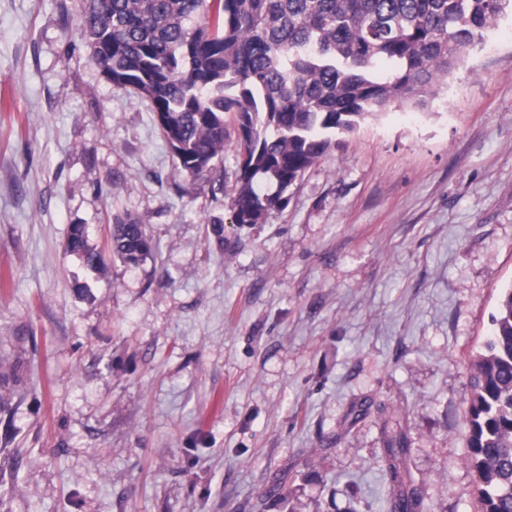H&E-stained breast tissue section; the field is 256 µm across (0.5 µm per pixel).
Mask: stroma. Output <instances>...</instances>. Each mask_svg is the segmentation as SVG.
Wrapping results in <instances>:
<instances>
[{
	"instance_id": "stroma-1",
	"label": "stroma",
	"mask_w": 512,
	"mask_h": 512,
	"mask_svg": "<svg viewBox=\"0 0 512 512\" xmlns=\"http://www.w3.org/2000/svg\"><path fill=\"white\" fill-rule=\"evenodd\" d=\"M81 10L0 0V512H384L399 432L425 512H478L467 383L512 286V16L429 107L367 120L237 224L234 141L179 173ZM126 216L156 256L94 272L68 250Z\"/></svg>"
}]
</instances>
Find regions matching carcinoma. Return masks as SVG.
<instances>
[{
    "label": "carcinoma",
    "mask_w": 512,
    "mask_h": 512,
    "mask_svg": "<svg viewBox=\"0 0 512 512\" xmlns=\"http://www.w3.org/2000/svg\"><path fill=\"white\" fill-rule=\"evenodd\" d=\"M512 0H83L90 60L150 101L179 171L209 173L224 143L239 157L237 224H259L361 122L420 107ZM71 251L105 254L74 228ZM112 255L136 264L156 246L139 219L112 227ZM486 353L470 365L465 463L478 512H512V287ZM407 438L387 441V512H423Z\"/></svg>",
    "instance_id": "carcinoma-1"
}]
</instances>
